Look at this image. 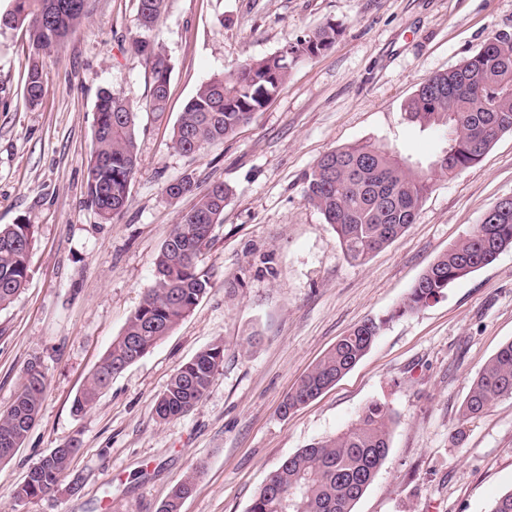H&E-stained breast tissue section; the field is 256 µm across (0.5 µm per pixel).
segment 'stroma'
Here are the masks:
<instances>
[{
	"mask_svg": "<svg viewBox=\"0 0 512 512\" xmlns=\"http://www.w3.org/2000/svg\"><path fill=\"white\" fill-rule=\"evenodd\" d=\"M328 21L340 30L334 47L298 62L248 124L200 154L173 148L174 125L211 75ZM500 31L512 32V0H167L152 33L173 65L160 114L146 107L150 73L130 47L137 0H87L85 18L43 64L34 109L23 98L28 37L0 31V225L35 229L30 278L0 311V413L29 363L47 379L27 438L0 463V512H158L192 472L182 512H247L288 455L345 431L375 401L395 415L390 451L355 512H489L512 490V396L461 417L471 381L512 340V249L419 311L396 313L425 268L512 196V132L477 165L434 176L415 224L363 264L345 257L303 196L316 161L338 148L433 155L439 132L409 122L405 101ZM103 88L137 110L139 165L109 223L86 195ZM186 175L193 192L170 198L166 185ZM216 182L232 194L199 258L207 294L73 415L74 397L153 285L161 246ZM368 318L386 321L368 354L281 415L299 378ZM216 342L224 361L204 399L159 421L154 404L170 377ZM67 444L79 448L70 477L15 500L27 471Z\"/></svg>",
	"mask_w": 512,
	"mask_h": 512,
	"instance_id": "35a3bbf8",
	"label": "stroma"
}]
</instances>
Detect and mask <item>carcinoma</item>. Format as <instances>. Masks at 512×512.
<instances>
[{"instance_id": "carcinoma-1", "label": "carcinoma", "mask_w": 512, "mask_h": 512, "mask_svg": "<svg viewBox=\"0 0 512 512\" xmlns=\"http://www.w3.org/2000/svg\"><path fill=\"white\" fill-rule=\"evenodd\" d=\"M86 0H11L0 13V29L23 28L29 35L24 97L38 106L45 94V55L58 48L85 16ZM166 0H138L140 28L157 26ZM336 24L326 22L295 43L229 72L210 76L186 103L173 127V147L194 154L224 141L269 102L292 66L332 49ZM132 51L149 69V107L166 110L172 68L158 42L140 37ZM407 118L421 129L442 131V148L421 166L383 146L358 144L321 156L306 177L304 199L324 215L347 258L367 262L415 223L431 188V175H456L478 164L498 136L512 131V33L497 32L458 67L421 84L405 105ZM95 144L86 178L88 202L109 223L125 207L139 164L136 112L123 96L103 90L94 116ZM189 176L165 191L179 198L193 191ZM231 189L215 183L195 206L182 214L154 259L156 280L129 317L123 332L101 358L87 385L72 405L79 415L112 378L141 359L188 317L206 293L209 280L198 267L214 224L222 220ZM34 244L30 224L0 226V310L20 294L29 278ZM512 248V207L495 205L486 221L448 247L414 283L394 315L413 313L442 296L455 281L491 264ZM383 321L366 319L355 325L298 381L281 405L286 415L333 387L367 354ZM224 361V346L215 343L182 365L154 406L169 420L194 409L205 397ZM46 388V376L33 363L9 410L0 415V449L19 448L35 421ZM512 396V340L502 344L472 380L462 407L469 420L493 402ZM392 411L372 402L344 432L320 440L285 458L261 486L248 512H355L389 455ZM77 451L67 445L46 456L14 490L23 501L53 490L69 475ZM197 473L181 479L159 512H181L195 486Z\"/></svg>"}]
</instances>
